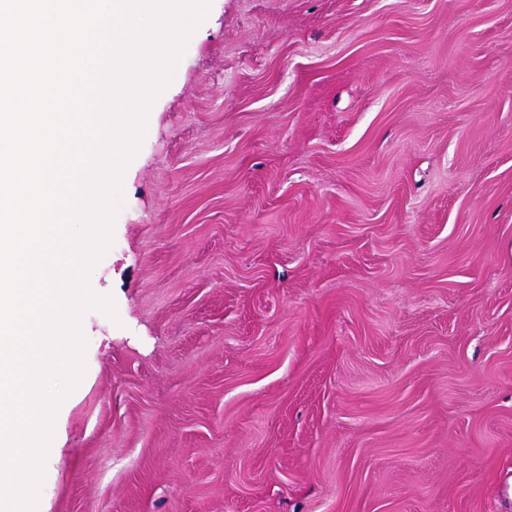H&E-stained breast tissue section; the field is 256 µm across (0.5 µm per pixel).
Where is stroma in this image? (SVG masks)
Returning a JSON list of instances; mask_svg holds the SVG:
<instances>
[{
	"label": "stroma",
	"mask_w": 512,
	"mask_h": 512,
	"mask_svg": "<svg viewBox=\"0 0 512 512\" xmlns=\"http://www.w3.org/2000/svg\"><path fill=\"white\" fill-rule=\"evenodd\" d=\"M89 286L37 512H512V0H211Z\"/></svg>",
	"instance_id": "1"
}]
</instances>
